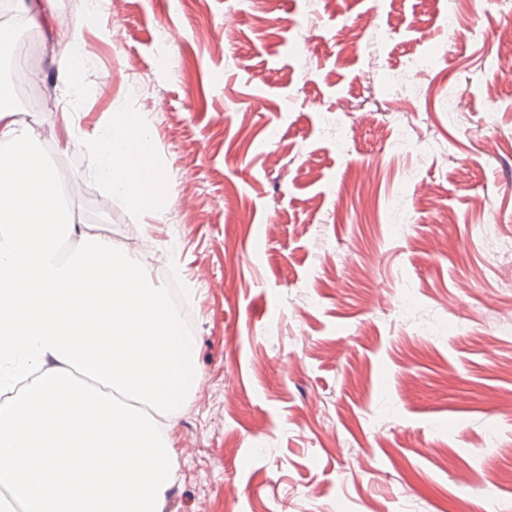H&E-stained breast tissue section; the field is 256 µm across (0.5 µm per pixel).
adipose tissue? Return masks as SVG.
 Wrapping results in <instances>:
<instances>
[{
    "mask_svg": "<svg viewBox=\"0 0 512 512\" xmlns=\"http://www.w3.org/2000/svg\"><path fill=\"white\" fill-rule=\"evenodd\" d=\"M22 9L30 25L53 26L55 38L64 44L71 64L59 72L58 79L71 95L73 105H80L88 54L79 34L81 29L96 24L97 11L88 10L82 21L57 28L53 25L54 0H25ZM81 144L91 157L92 177L143 215L152 218L161 215L157 197L164 183V171L157 162L146 123L119 109L110 126L84 135Z\"/></svg>",
    "mask_w": 512,
    "mask_h": 512,
    "instance_id": "ef3b65f1",
    "label": "adipose tissue"
}]
</instances>
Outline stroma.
I'll list each match as a JSON object with an SVG mask.
<instances>
[{"mask_svg": "<svg viewBox=\"0 0 512 512\" xmlns=\"http://www.w3.org/2000/svg\"><path fill=\"white\" fill-rule=\"evenodd\" d=\"M509 29L512 0H112L82 30L75 125L119 102L150 124L172 199L152 220L54 147L70 60L42 38L45 99L17 118L85 185L70 208L144 258L177 247L192 290L203 382L170 433L169 512H512V69L485 67ZM412 56L429 69L395 93ZM394 112L418 125L401 146Z\"/></svg>", "mask_w": 512, "mask_h": 512, "instance_id": "35a3bbf8", "label": "stroma"}]
</instances>
